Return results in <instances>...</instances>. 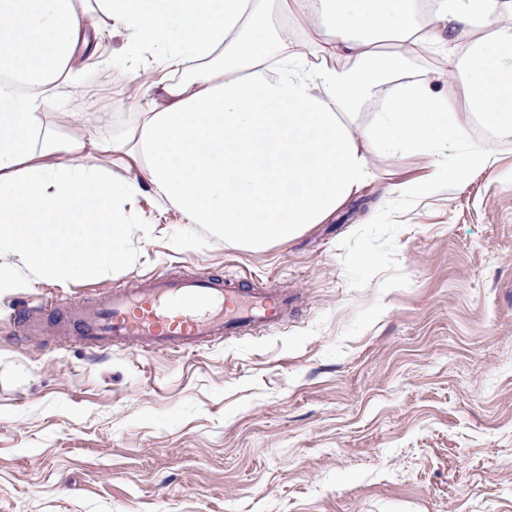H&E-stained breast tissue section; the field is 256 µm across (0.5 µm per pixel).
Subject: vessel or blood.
<instances>
[{
	"instance_id": "b4317fda",
	"label": "vessel or blood",
	"mask_w": 512,
	"mask_h": 512,
	"mask_svg": "<svg viewBox=\"0 0 512 512\" xmlns=\"http://www.w3.org/2000/svg\"><path fill=\"white\" fill-rule=\"evenodd\" d=\"M296 300L294 290L247 284L233 275L157 274L92 304L69 305L55 332L92 353L136 346L186 352L281 328Z\"/></svg>"
}]
</instances>
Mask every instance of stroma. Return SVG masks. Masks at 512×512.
Returning <instances> with one entry per match:
<instances>
[{
  "instance_id": "obj_1",
  "label": "stroma",
  "mask_w": 512,
  "mask_h": 512,
  "mask_svg": "<svg viewBox=\"0 0 512 512\" xmlns=\"http://www.w3.org/2000/svg\"><path fill=\"white\" fill-rule=\"evenodd\" d=\"M123 37L104 28L86 89L98 130L131 117ZM414 156L326 224L254 252L143 196L130 270L0 290V512H512V180L490 174L406 208ZM297 289L287 326L184 354L20 334L16 321L152 274Z\"/></svg>"
}]
</instances>
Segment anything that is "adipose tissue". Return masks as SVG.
Returning <instances> with one entry per match:
<instances>
[{
  "instance_id": "adipose-tissue-1",
  "label": "adipose tissue",
  "mask_w": 512,
  "mask_h": 512,
  "mask_svg": "<svg viewBox=\"0 0 512 512\" xmlns=\"http://www.w3.org/2000/svg\"><path fill=\"white\" fill-rule=\"evenodd\" d=\"M101 16L136 111L108 137L65 113L67 135L48 87L95 53ZM509 140L512 0H0V288L124 269L126 238L155 230L146 194L180 215L181 249L201 228L262 251L332 218L379 157L423 161L388 190L415 204L512 178Z\"/></svg>"
}]
</instances>
